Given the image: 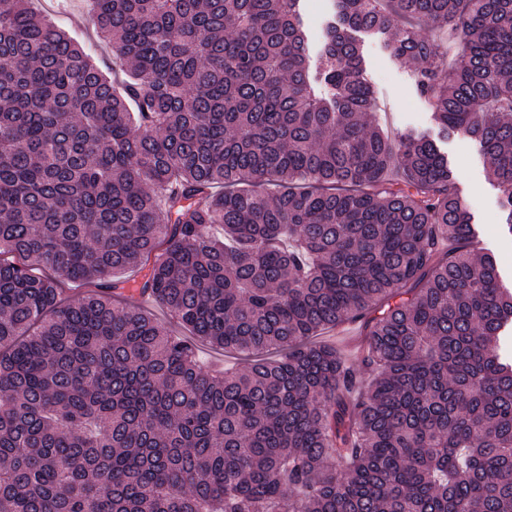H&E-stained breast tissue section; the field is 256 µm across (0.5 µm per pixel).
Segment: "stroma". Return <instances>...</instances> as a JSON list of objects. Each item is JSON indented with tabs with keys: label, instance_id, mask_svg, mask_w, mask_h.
<instances>
[{
	"label": "stroma",
	"instance_id": "obj_1",
	"mask_svg": "<svg viewBox=\"0 0 512 512\" xmlns=\"http://www.w3.org/2000/svg\"><path fill=\"white\" fill-rule=\"evenodd\" d=\"M38 15L52 16L58 26L76 38L102 70L112 68V49L99 39L87 22L84 0H31ZM365 76L378 101L376 123L394 133H421L437 140L456 168V190L473 215L475 249L496 260L507 281L512 282V235L504 229L500 215L501 191L488 173L478 145L465 137L441 138L434 125L431 108L415 87L414 63L399 62L384 40L376 35L361 38ZM365 325L349 321L322 334V342L332 344L346 362L361 367Z\"/></svg>",
	"mask_w": 512,
	"mask_h": 512
}]
</instances>
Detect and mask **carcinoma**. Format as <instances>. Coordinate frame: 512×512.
I'll use <instances>...</instances> for the list:
<instances>
[{"label":"carcinoma","mask_w":512,"mask_h":512,"mask_svg":"<svg viewBox=\"0 0 512 512\" xmlns=\"http://www.w3.org/2000/svg\"><path fill=\"white\" fill-rule=\"evenodd\" d=\"M87 2L121 79L0 0V512H512V289L355 37L419 63L512 234V0H331L314 66L302 0ZM347 320L368 381L314 341ZM198 356L201 362L208 368L214 370H224L243 366L241 357L233 353H224V351L211 348L205 343L198 342Z\"/></svg>","instance_id":"obj_1"}]
</instances>
